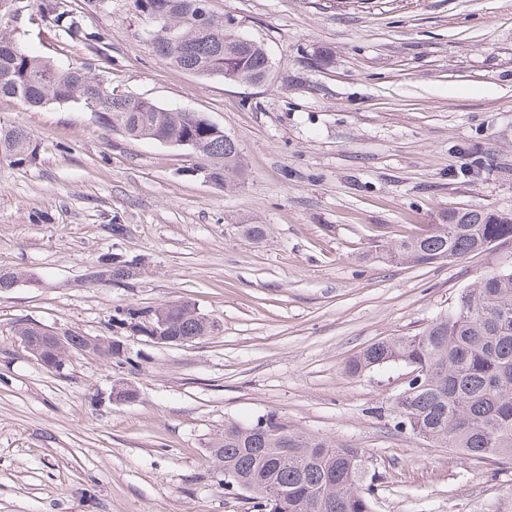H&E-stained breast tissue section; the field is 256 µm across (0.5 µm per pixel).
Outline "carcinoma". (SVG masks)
Instances as JSON below:
<instances>
[{"instance_id": "1", "label": "carcinoma", "mask_w": 512, "mask_h": 512, "mask_svg": "<svg viewBox=\"0 0 512 512\" xmlns=\"http://www.w3.org/2000/svg\"><path fill=\"white\" fill-rule=\"evenodd\" d=\"M41 20L61 30L75 47L98 51L102 37L90 30L71 0H26ZM134 18L158 14L162 27L151 35L158 54L179 69L244 83L267 79L271 64L257 43L228 30L209 0H133ZM0 100L28 108L81 103L96 107V118L132 139L186 140L198 147L212 177L226 183L242 175L235 141L217 134L195 112L163 108L130 96H116L101 77L71 61L31 55L14 30L0 26ZM37 145L18 127L0 124V163H35ZM512 241V214L478 208L440 212L431 229L375 246V257L415 265L451 260L482 250L491 242ZM137 257L113 253L96 273L117 277ZM174 335L205 336V318L189 304L166 306ZM400 365L417 372L393 400V428L401 433L457 448L475 460L512 457V265L480 279L459 298L456 308L416 336L378 341L346 366L356 375ZM212 454L224 473V487L252 495L257 512H373L364 487L367 452L353 444H332L307 436L275 414L242 425L227 423Z\"/></svg>"}]
</instances>
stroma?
<instances>
[{
  "mask_svg": "<svg viewBox=\"0 0 512 512\" xmlns=\"http://www.w3.org/2000/svg\"><path fill=\"white\" fill-rule=\"evenodd\" d=\"M211 4L265 48L266 81L173 67L130 0L85 15L105 58L16 22L24 49L86 63L115 94L205 114L245 172L217 183L207 161L128 138L78 103H0V123L39 145L34 164L0 165V270L20 276L0 290V512H255L209 448L225 423L270 413L366 449L374 512H512V459L394 430L402 369L345 370L512 261V243L429 265L368 256L449 208L512 214V0ZM113 252L140 256V275L85 282ZM173 302L218 331L169 346L112 324L116 310ZM22 320L123 351L73 352L50 370L19 344ZM118 379L135 401H111Z\"/></svg>",
  "mask_w": 512,
  "mask_h": 512,
  "instance_id": "35a3bbf8",
  "label": "stroma"
}]
</instances>
